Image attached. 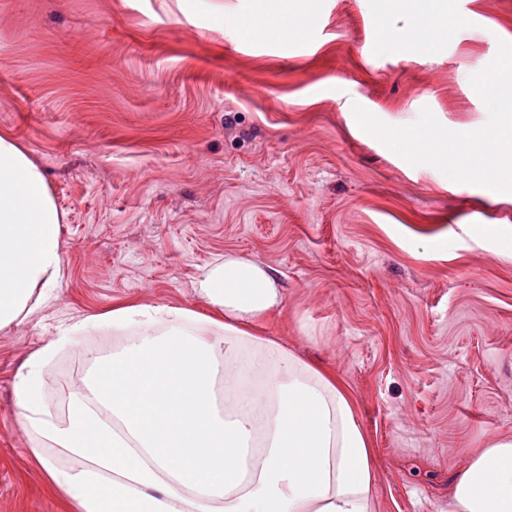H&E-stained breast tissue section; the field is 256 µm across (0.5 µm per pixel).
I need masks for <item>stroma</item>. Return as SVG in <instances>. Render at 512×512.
<instances>
[{
    "label": "stroma",
    "mask_w": 512,
    "mask_h": 512,
    "mask_svg": "<svg viewBox=\"0 0 512 512\" xmlns=\"http://www.w3.org/2000/svg\"><path fill=\"white\" fill-rule=\"evenodd\" d=\"M0 0V133L61 214L53 298L0 330V512H69L18 418L40 350L47 405L133 301L208 308L201 270L263 264L280 311L261 329L336 372L374 455V512H448L457 474L512 440V188L469 179V135L512 110V0H448L427 53L378 39V0H320L301 37L255 38L261 0ZM224 13L217 22L214 11ZM461 134V168L389 129ZM97 318L73 346L62 328Z\"/></svg>",
    "instance_id": "obj_1"
}]
</instances>
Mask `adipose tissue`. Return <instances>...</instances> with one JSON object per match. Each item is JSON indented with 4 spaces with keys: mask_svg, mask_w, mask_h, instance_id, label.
I'll list each match as a JSON object with an SVG mask.
<instances>
[{
    "mask_svg": "<svg viewBox=\"0 0 512 512\" xmlns=\"http://www.w3.org/2000/svg\"><path fill=\"white\" fill-rule=\"evenodd\" d=\"M250 37L303 35L319 0H264ZM412 29L433 51L454 20L448 0H422ZM420 159L456 166V134L395 129ZM468 169L481 181L512 157V113L476 139ZM61 215L30 154L0 134V329L24 320L61 277ZM210 316L178 306L120 302L106 313L120 343L90 355L65 417L48 408L40 357L15 381L20 418L48 486L72 512H373L372 450L342 380L252 328L282 296L260 263L234 254L203 269ZM451 512H512V441L471 456Z\"/></svg>",
    "mask_w": 512,
    "mask_h": 512,
    "instance_id": "adipose-tissue-1",
    "label": "adipose tissue"
}]
</instances>
